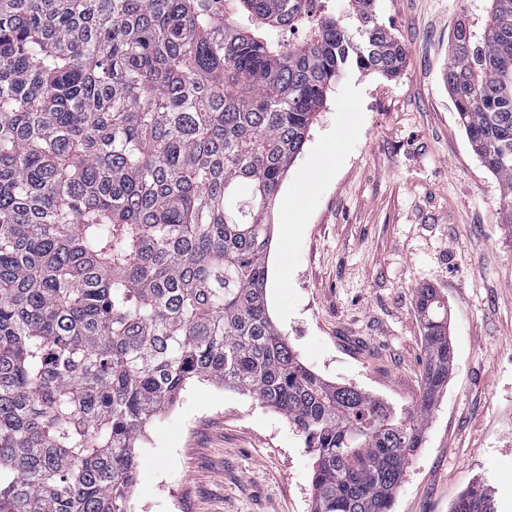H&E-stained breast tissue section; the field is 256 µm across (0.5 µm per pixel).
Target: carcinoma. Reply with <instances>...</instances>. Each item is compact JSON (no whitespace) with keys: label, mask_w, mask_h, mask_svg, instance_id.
Instances as JSON below:
<instances>
[{"label":"carcinoma","mask_w":512,"mask_h":512,"mask_svg":"<svg viewBox=\"0 0 512 512\" xmlns=\"http://www.w3.org/2000/svg\"><path fill=\"white\" fill-rule=\"evenodd\" d=\"M218 2L0 0V512H130L138 441L193 378L288 420L313 512H390L422 446L455 359L437 289L412 410L306 367L266 304L271 210L327 93L397 75L403 45L376 0ZM487 2L444 78L512 214V0Z\"/></svg>","instance_id":"1"}]
</instances>
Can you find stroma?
I'll list each match as a JSON object with an SVG mask.
<instances>
[{
	"mask_svg": "<svg viewBox=\"0 0 512 512\" xmlns=\"http://www.w3.org/2000/svg\"><path fill=\"white\" fill-rule=\"evenodd\" d=\"M486 0H376L399 75L348 70L274 206L269 313L325 380L415 408L425 360L416 291L448 301L455 364L390 512H450L486 482L512 512V228L443 79L461 13ZM133 512H312L314 458L248 395L186 385L136 450Z\"/></svg>",
	"mask_w": 512,
	"mask_h": 512,
	"instance_id": "obj_1",
	"label": "stroma"
}]
</instances>
